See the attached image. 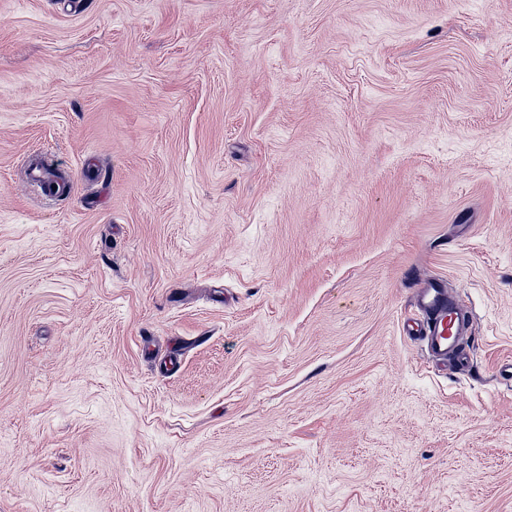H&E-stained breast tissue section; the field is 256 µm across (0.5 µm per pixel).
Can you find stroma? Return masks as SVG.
<instances>
[{
    "mask_svg": "<svg viewBox=\"0 0 512 512\" xmlns=\"http://www.w3.org/2000/svg\"><path fill=\"white\" fill-rule=\"evenodd\" d=\"M0 512H512V0H0ZM416 305L422 315L406 323V333L425 341L432 357L460 355L471 318L456 306L445 285L440 281L424 283L417 292Z\"/></svg>",
    "mask_w": 512,
    "mask_h": 512,
    "instance_id": "35a3bbf8",
    "label": "stroma"
}]
</instances>
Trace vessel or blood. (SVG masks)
<instances>
[{"instance_id": "obj_1", "label": "vessel or blood", "mask_w": 512, "mask_h": 512, "mask_svg": "<svg viewBox=\"0 0 512 512\" xmlns=\"http://www.w3.org/2000/svg\"><path fill=\"white\" fill-rule=\"evenodd\" d=\"M416 305L421 315L406 323L407 334L425 341L431 356L445 359L461 354L471 319L456 306L445 285L439 281L424 283L417 292Z\"/></svg>"}]
</instances>
